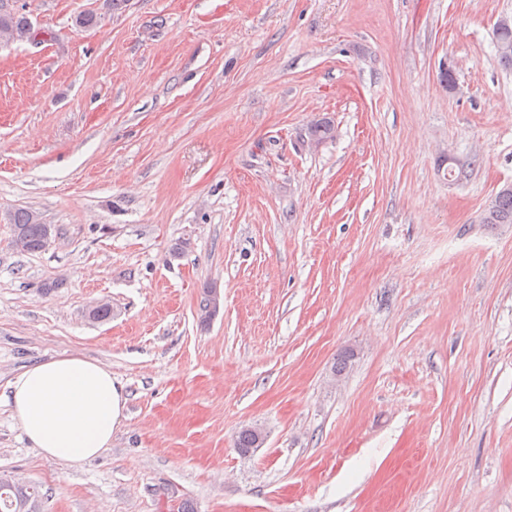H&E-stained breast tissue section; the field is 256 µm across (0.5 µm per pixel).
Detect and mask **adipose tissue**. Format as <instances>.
Masks as SVG:
<instances>
[{
    "instance_id": "adipose-tissue-1",
    "label": "adipose tissue",
    "mask_w": 512,
    "mask_h": 512,
    "mask_svg": "<svg viewBox=\"0 0 512 512\" xmlns=\"http://www.w3.org/2000/svg\"><path fill=\"white\" fill-rule=\"evenodd\" d=\"M7 400L32 447L72 465L110 447L127 404L109 369L79 357L30 366L10 382Z\"/></svg>"
}]
</instances>
